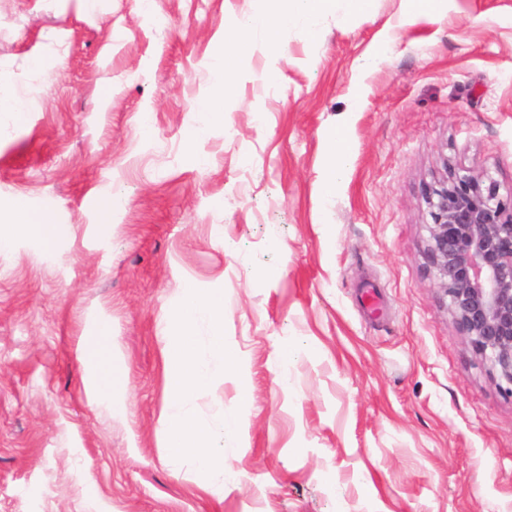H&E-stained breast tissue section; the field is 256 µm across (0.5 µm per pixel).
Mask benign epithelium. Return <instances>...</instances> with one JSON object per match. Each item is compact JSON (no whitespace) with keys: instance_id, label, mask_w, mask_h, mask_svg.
<instances>
[{"instance_id":"1","label":"benign epithelium","mask_w":512,"mask_h":512,"mask_svg":"<svg viewBox=\"0 0 512 512\" xmlns=\"http://www.w3.org/2000/svg\"><path fill=\"white\" fill-rule=\"evenodd\" d=\"M426 256L461 336L512 396V195L458 169L425 184Z\"/></svg>"}]
</instances>
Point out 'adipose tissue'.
<instances>
[{"label":"adipose tissue","mask_w":512,"mask_h":512,"mask_svg":"<svg viewBox=\"0 0 512 512\" xmlns=\"http://www.w3.org/2000/svg\"><path fill=\"white\" fill-rule=\"evenodd\" d=\"M331 0H261L259 11L236 19L232 26L235 40L241 48H248L256 29L267 34L293 26L306 18L325 13ZM68 227L56 223L50 211L21 209L18 220L0 222V250L11 247L20 235L53 243L65 238ZM213 325L224 322V298L218 294H200L193 284H185L180 309V326L169 338L167 363L170 367L174 401L165 417L167 446L172 456L192 457L203 484L224 483L228 472L224 466V441L229 425L213 429L201 425L183 410L182 400L195 390L211 384L222 372L219 358L224 354V336L213 332L209 354H202L191 344V330L198 322ZM112 330L107 322H100L94 336L89 337L83 356L92 371V383L103 401H112L118 380L112 371L110 350Z\"/></svg>","instance_id":"adipose-tissue-1"}]
</instances>
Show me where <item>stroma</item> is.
Instances as JSON below:
<instances>
[{
  "mask_svg": "<svg viewBox=\"0 0 512 512\" xmlns=\"http://www.w3.org/2000/svg\"><path fill=\"white\" fill-rule=\"evenodd\" d=\"M258 7L0 0V80L26 110L0 112V210L70 227L0 251V512H512V397L434 284L422 199L448 165L512 195V0L414 21L335 0L312 33H256L212 123L213 59ZM188 282L224 296V374L185 400L236 425L222 486L165 446ZM101 321L120 411L83 362ZM329 142L330 163L323 183V189L326 194H332L335 191L336 183L341 180L343 170L348 163L352 152L351 143L341 124H337L332 130Z\"/></svg>",
  "mask_w": 512,
  "mask_h": 512,
  "instance_id": "obj_1",
  "label": "stroma"
}]
</instances>
